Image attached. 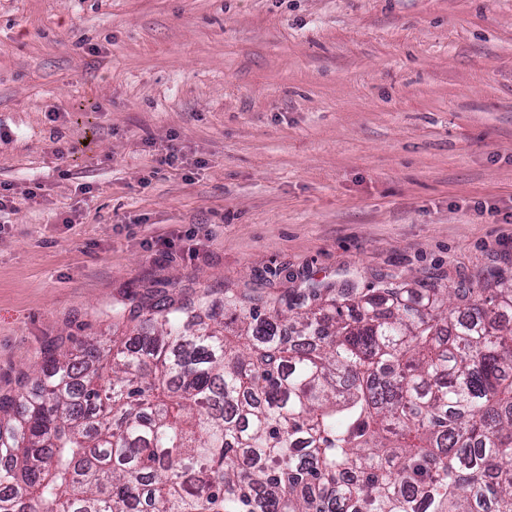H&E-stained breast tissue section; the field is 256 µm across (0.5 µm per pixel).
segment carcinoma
<instances>
[{
    "mask_svg": "<svg viewBox=\"0 0 512 512\" xmlns=\"http://www.w3.org/2000/svg\"><path fill=\"white\" fill-rule=\"evenodd\" d=\"M300 306L164 294L48 346L0 512H512V276Z\"/></svg>",
    "mask_w": 512,
    "mask_h": 512,
    "instance_id": "1",
    "label": "carcinoma"
}]
</instances>
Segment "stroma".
Instances as JSON below:
<instances>
[{
  "label": "stroma",
  "mask_w": 512,
  "mask_h": 512,
  "mask_svg": "<svg viewBox=\"0 0 512 512\" xmlns=\"http://www.w3.org/2000/svg\"><path fill=\"white\" fill-rule=\"evenodd\" d=\"M0 126V397L163 292L512 268V0H0Z\"/></svg>",
  "instance_id": "stroma-1"
}]
</instances>
